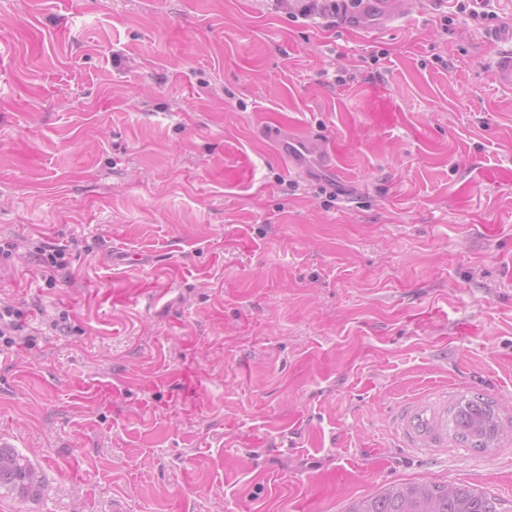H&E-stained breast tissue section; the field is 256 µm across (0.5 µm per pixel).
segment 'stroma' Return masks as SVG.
Here are the masks:
<instances>
[{
  "label": "stroma",
  "mask_w": 512,
  "mask_h": 512,
  "mask_svg": "<svg viewBox=\"0 0 512 512\" xmlns=\"http://www.w3.org/2000/svg\"><path fill=\"white\" fill-rule=\"evenodd\" d=\"M457 0L303 22L269 0H0V512H344L398 482L512 500V439L409 444L482 394L512 428V91ZM453 25L441 28L443 16ZM346 84H339V77ZM336 152L349 199L275 135ZM64 246L41 276L32 246ZM22 312L7 303H0V353L30 341L21 321ZM4 487L26 495L38 490L39 480L25 455L13 448L0 446V488Z\"/></svg>",
  "instance_id": "35a3bbf8"
}]
</instances>
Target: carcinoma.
<instances>
[{
	"label": "carcinoma",
	"mask_w": 512,
	"mask_h": 512,
	"mask_svg": "<svg viewBox=\"0 0 512 512\" xmlns=\"http://www.w3.org/2000/svg\"><path fill=\"white\" fill-rule=\"evenodd\" d=\"M455 439L470 448H492L504 438L498 408L482 395L464 396L448 409ZM20 495L35 492L39 480L29 459L0 446V488ZM345 512H512V504L465 484L399 483L374 497L352 501Z\"/></svg>",
	"instance_id": "cac0c4a2"
}]
</instances>
